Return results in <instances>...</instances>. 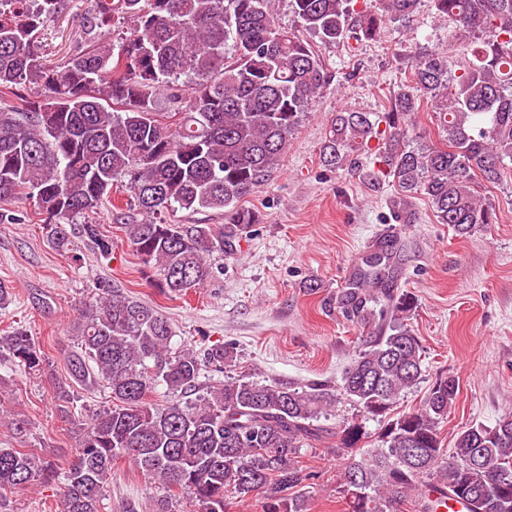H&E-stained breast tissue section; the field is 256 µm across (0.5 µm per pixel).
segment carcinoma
I'll use <instances>...</instances> for the list:
<instances>
[{
	"mask_svg": "<svg viewBox=\"0 0 512 512\" xmlns=\"http://www.w3.org/2000/svg\"><path fill=\"white\" fill-rule=\"evenodd\" d=\"M278 0H95L87 46L50 66L40 56L42 30L62 0H0V208L18 200L44 215L49 244L69 250L82 237L97 253L112 240L77 220L112 204L125 180L145 219L123 225L159 291L179 296L204 287L211 257L231 253L239 235L259 223L241 200L280 165L309 101L334 75L301 32L326 46L355 36L373 40L388 21L413 17L419 0H289L296 27L279 25ZM448 20V40L467 55L450 63L440 52L414 58L410 75L390 92L385 112H338L319 158L342 169L373 158L368 179L391 181L431 203L438 223L461 237L498 221L476 180L497 184L512 166V0H431ZM125 28L110 41L97 30ZM171 89L175 112L157 109ZM426 108L442 143L416 147L413 116ZM201 209L224 214V226L170 224L162 214ZM398 259L375 243L354 269L338 304L362 325L382 320L346 369L340 395L384 417L422 376V348L407 319L414 301L394 291ZM79 309L70 378L101 387L112 406L79 428L64 475L17 448L0 447V490L62 480L61 512H101L102 492L120 458L166 489L157 512L186 493L200 512H224L226 493L260 494L265 512H306L298 487L311 479L297 460L320 438L324 390L244 377L204 387L200 378L236 361L234 348L171 347L169 319L154 306L98 282ZM0 348L28 373L47 353L17 327ZM163 387L169 399L148 397ZM458 385L440 378L421 407L387 420L382 446L355 448L360 423L344 427L339 445L356 449L339 489L358 482L348 512H394L408 497L433 512L428 492L465 500L469 512H512V415L472 425L442 447L438 427Z\"/></svg>",
	"mask_w": 512,
	"mask_h": 512,
	"instance_id": "1",
	"label": "carcinoma"
}]
</instances>
